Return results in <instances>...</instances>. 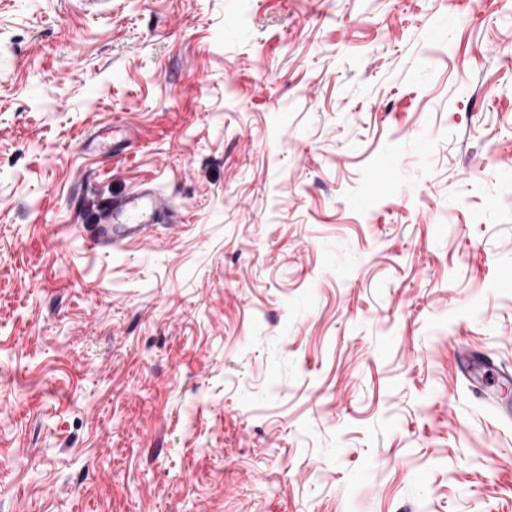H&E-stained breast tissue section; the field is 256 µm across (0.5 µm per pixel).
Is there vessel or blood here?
I'll list each match as a JSON object with an SVG mask.
<instances>
[{"label":"vessel or blood","mask_w":512,"mask_h":512,"mask_svg":"<svg viewBox=\"0 0 512 512\" xmlns=\"http://www.w3.org/2000/svg\"><path fill=\"white\" fill-rule=\"evenodd\" d=\"M182 221L174 202L144 182L100 204L81 230L90 248L111 250L136 245L153 236L159 226L174 228Z\"/></svg>","instance_id":"vessel-or-blood-1"}]
</instances>
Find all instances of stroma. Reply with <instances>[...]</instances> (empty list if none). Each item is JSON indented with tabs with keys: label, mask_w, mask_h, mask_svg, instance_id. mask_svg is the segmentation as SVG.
<instances>
[{
	"label": "stroma",
	"mask_w": 512,
	"mask_h": 512,
	"mask_svg": "<svg viewBox=\"0 0 512 512\" xmlns=\"http://www.w3.org/2000/svg\"><path fill=\"white\" fill-rule=\"evenodd\" d=\"M146 180L184 224L90 251ZM464 351L512 367V0H0V512H512Z\"/></svg>",
	"instance_id": "1"
}]
</instances>
